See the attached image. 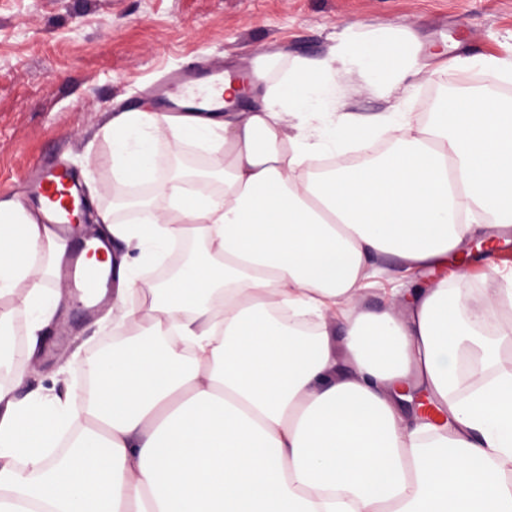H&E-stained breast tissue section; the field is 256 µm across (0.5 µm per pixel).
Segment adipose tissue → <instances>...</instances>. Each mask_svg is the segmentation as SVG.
Listing matches in <instances>:
<instances>
[{
  "label": "adipose tissue",
  "instance_id": "obj_1",
  "mask_svg": "<svg viewBox=\"0 0 512 512\" xmlns=\"http://www.w3.org/2000/svg\"><path fill=\"white\" fill-rule=\"evenodd\" d=\"M340 65L389 91L424 69L403 42L353 33L318 67L289 63L252 111L113 119V170L151 184L150 220L107 224L119 248L95 400L0 384V512H512L505 336L481 333L448 266L471 251L493 267L512 228V102L446 95L416 125L401 99L366 118L333 93ZM161 123L219 148L221 195L158 178ZM391 129L379 158L307 173L309 137L336 154ZM187 238L202 250L167 282L129 261ZM384 256L406 277L371 312ZM62 257L48 225L0 203V337L37 348Z\"/></svg>",
  "mask_w": 512,
  "mask_h": 512
}]
</instances>
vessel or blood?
<instances>
[{
	"label": "vessel or blood",
	"mask_w": 512,
	"mask_h": 512,
	"mask_svg": "<svg viewBox=\"0 0 512 512\" xmlns=\"http://www.w3.org/2000/svg\"><path fill=\"white\" fill-rule=\"evenodd\" d=\"M223 85L224 69L220 66L178 71L156 86L158 109L163 113L223 111L224 99L218 94ZM24 180L26 192L21 200L24 210L36 215L41 223L58 228L69 256L60 280L66 285L82 288V308L86 316H93L99 278L85 261L94 253L110 251L111 244L106 241L98 248H91L93 232H77L75 218L69 210L71 202L80 195L74 170L60 159L38 160L29 166Z\"/></svg>",
	"instance_id": "b4317fda"
}]
</instances>
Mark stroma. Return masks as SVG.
<instances>
[{
    "label": "stroma",
    "instance_id": "stroma-1",
    "mask_svg": "<svg viewBox=\"0 0 512 512\" xmlns=\"http://www.w3.org/2000/svg\"><path fill=\"white\" fill-rule=\"evenodd\" d=\"M350 31L410 41L435 66L403 82L421 123L435 105L431 87L492 93L505 79L484 60L512 62V0H0V201L22 196L31 163L62 156L89 173L97 198L86 225L104 232L100 212L125 220L112 203L130 193L113 175L105 130L120 113L153 111L149 85L220 63L252 76L236 105L248 112L289 62L319 63ZM335 92L361 114L396 101L354 71L336 74ZM103 338L99 320L61 301L34 354L18 355L20 394L78 391L80 367Z\"/></svg>",
    "mask_w": 512,
    "mask_h": 512
}]
</instances>
